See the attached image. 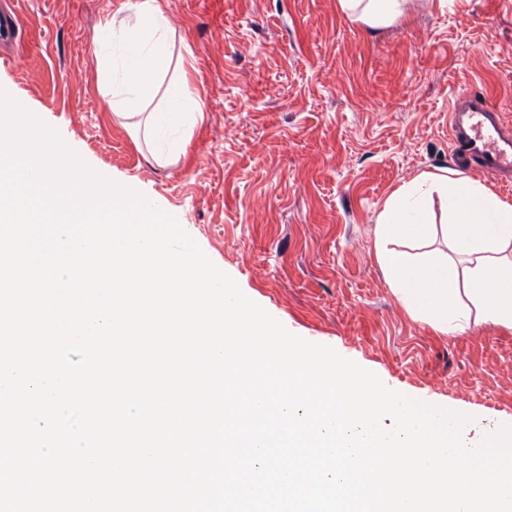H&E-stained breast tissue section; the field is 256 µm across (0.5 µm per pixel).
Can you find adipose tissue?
Here are the masks:
<instances>
[{"label": "adipose tissue", "instance_id": "obj_1", "mask_svg": "<svg viewBox=\"0 0 512 512\" xmlns=\"http://www.w3.org/2000/svg\"><path fill=\"white\" fill-rule=\"evenodd\" d=\"M406 0H339L341 10L370 28L389 27ZM174 32L158 0H136L123 17L99 32L98 93L104 107L123 114L137 109L167 73ZM202 116L186 75L166 89L164 105L148 113L143 136L158 165L179 158L176 139ZM439 197L444 223L432 220L427 201ZM444 249H437V242ZM410 244L426 254L407 252ZM373 246L392 291L415 319L445 335L492 324L512 331V201L459 172L423 171L386 199L374 227Z\"/></svg>", "mask_w": 512, "mask_h": 512}]
</instances>
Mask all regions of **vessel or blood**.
Masks as SVG:
<instances>
[{"mask_svg": "<svg viewBox=\"0 0 512 512\" xmlns=\"http://www.w3.org/2000/svg\"><path fill=\"white\" fill-rule=\"evenodd\" d=\"M448 119L465 159L475 161L487 174L512 171V134L503 131L484 96L459 95Z\"/></svg>", "mask_w": 512, "mask_h": 512, "instance_id": "vessel-or-blood-1", "label": "vessel or blood"}]
</instances>
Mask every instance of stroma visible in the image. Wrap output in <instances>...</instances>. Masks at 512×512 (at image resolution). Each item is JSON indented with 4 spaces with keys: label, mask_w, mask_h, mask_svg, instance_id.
Segmentation results:
<instances>
[{
    "label": "stroma",
    "mask_w": 512,
    "mask_h": 512,
    "mask_svg": "<svg viewBox=\"0 0 512 512\" xmlns=\"http://www.w3.org/2000/svg\"><path fill=\"white\" fill-rule=\"evenodd\" d=\"M10 2L22 28L0 48V89L174 216L247 297L475 430L512 419V332L443 336L411 318L373 248L385 200L419 172L457 170L512 198V172L461 161L448 121L464 89L512 132V0H410L377 31L338 0H159L203 109L164 168L96 91L95 36L129 0Z\"/></svg>",
    "instance_id": "35a3bbf8"
}]
</instances>
